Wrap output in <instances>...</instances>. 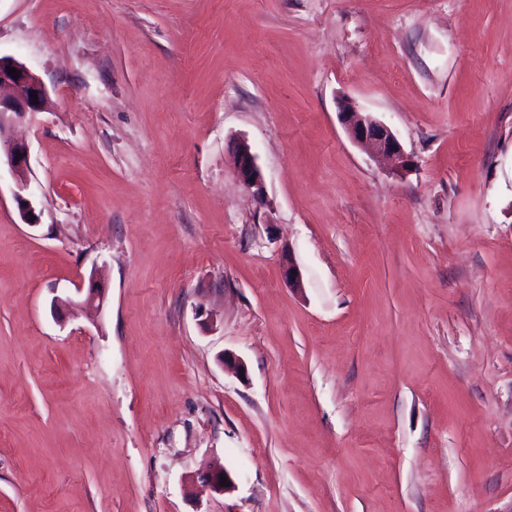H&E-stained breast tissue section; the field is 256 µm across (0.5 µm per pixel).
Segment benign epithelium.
<instances>
[{
	"instance_id": "1",
	"label": "benign epithelium",
	"mask_w": 512,
	"mask_h": 512,
	"mask_svg": "<svg viewBox=\"0 0 512 512\" xmlns=\"http://www.w3.org/2000/svg\"><path fill=\"white\" fill-rule=\"evenodd\" d=\"M9 67L17 70V77L8 74ZM33 93L37 94L38 100L31 98ZM46 102L45 88L40 79L14 58L0 56V156L6 157L11 170L21 181L29 168V150L24 142L12 136L11 126L29 112L42 111ZM342 116L351 138L371 155L388 158L401 169L409 167L410 160L387 125L356 111L350 103L345 105ZM233 157L240 181L256 195H262V175L247 141L239 139L235 142ZM223 475L229 482L227 486L221 484ZM203 483L210 491L217 493H225L234 487V481L226 470L206 473Z\"/></svg>"
}]
</instances>
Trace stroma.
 <instances>
[{
    "mask_svg": "<svg viewBox=\"0 0 512 512\" xmlns=\"http://www.w3.org/2000/svg\"><path fill=\"white\" fill-rule=\"evenodd\" d=\"M0 54V512H512V0H0ZM7 67L17 69L18 79L8 74ZM31 92L37 94L38 104L31 98ZM46 102L40 79L14 58L0 56V164L3 155L21 183L29 168V150L12 136L11 126L29 112H41ZM341 114L351 138L371 155L391 159L401 169L409 167L410 160L397 136L387 125L370 115L357 112L349 102ZM234 164L240 181L258 196L264 191V183L251 146L244 139H237L233 148Z\"/></svg>",
    "mask_w": 512,
    "mask_h": 512,
    "instance_id": "1",
    "label": "stroma"
}]
</instances>
